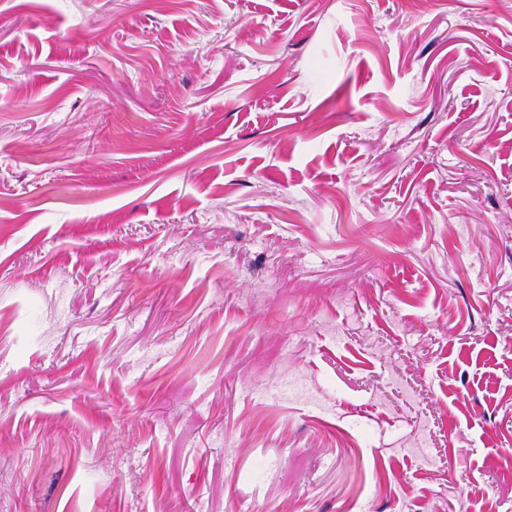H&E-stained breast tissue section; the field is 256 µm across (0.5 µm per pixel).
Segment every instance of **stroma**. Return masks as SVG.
Wrapping results in <instances>:
<instances>
[{
    "mask_svg": "<svg viewBox=\"0 0 512 512\" xmlns=\"http://www.w3.org/2000/svg\"><path fill=\"white\" fill-rule=\"evenodd\" d=\"M0 512H512V0H0Z\"/></svg>",
    "mask_w": 512,
    "mask_h": 512,
    "instance_id": "1",
    "label": "stroma"
}]
</instances>
